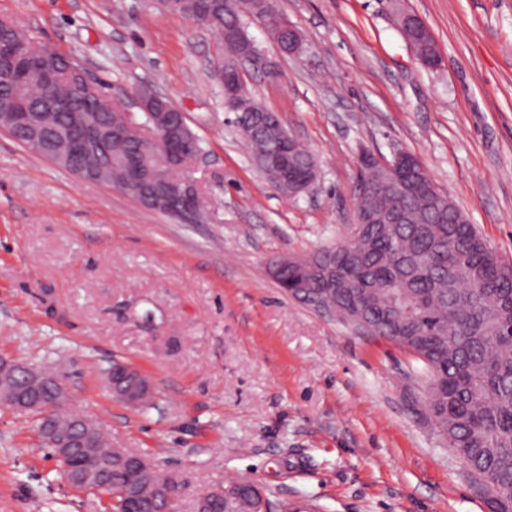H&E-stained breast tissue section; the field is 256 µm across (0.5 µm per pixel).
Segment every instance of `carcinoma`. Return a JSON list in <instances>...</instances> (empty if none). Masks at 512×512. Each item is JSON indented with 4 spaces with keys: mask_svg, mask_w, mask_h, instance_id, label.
<instances>
[{
    "mask_svg": "<svg viewBox=\"0 0 512 512\" xmlns=\"http://www.w3.org/2000/svg\"><path fill=\"white\" fill-rule=\"evenodd\" d=\"M247 14L220 10L207 28L224 51V29L246 30ZM11 42L13 55L0 63L9 80H0V97H19L27 111L52 114L53 123L64 130L70 113L89 117L91 137L98 153L83 160L112 165V182L124 180L127 163L140 159L158 163V151L145 143V128L152 126L146 113L126 117V108L115 105L111 113L93 108L97 89L76 94L75 58L55 53L51 62L52 93L24 80V67L42 58L43 44L15 19L0 17V39ZM404 38L419 58L439 54L430 32L425 37L405 29ZM256 167L271 179L263 162L280 147L286 128L279 114L247 92L228 105ZM127 123L119 140L111 137L112 122ZM293 166L302 172L317 167L314 156L295 143ZM359 177L378 187L357 203L376 217L373 224L345 225L344 240L308 256L282 261L275 281L283 292L299 288L297 300L320 293L327 309L340 304L362 312L381 337L407 356L402 376L422 395L411 401L416 414L426 416L445 446L469 468L473 483L484 489L488 479L494 491L512 492V264L502 261L486 239L468 222L450 197L440 201L439 214L430 203L436 196L431 184L422 193L410 192L407 180L394 177L376 163L360 164ZM112 362L116 393L139 385L147 378L131 366L123 373ZM58 383L44 371L35 393L55 402ZM100 464L112 463V488L136 491L141 499L154 496L152 486L134 477L121 461L147 453L135 448H112L102 443L88 449ZM224 497L213 508L224 512H251L253 500L248 482L223 484Z\"/></svg>",
    "mask_w": 512,
    "mask_h": 512,
    "instance_id": "cac0c4a2",
    "label": "carcinoma"
}]
</instances>
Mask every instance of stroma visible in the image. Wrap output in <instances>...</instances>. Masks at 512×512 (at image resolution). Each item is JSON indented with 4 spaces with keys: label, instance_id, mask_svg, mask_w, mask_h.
Listing matches in <instances>:
<instances>
[{
    "label": "stroma",
    "instance_id": "1",
    "mask_svg": "<svg viewBox=\"0 0 512 512\" xmlns=\"http://www.w3.org/2000/svg\"><path fill=\"white\" fill-rule=\"evenodd\" d=\"M305 36L249 73L315 156L319 178L279 194L252 161L214 76L215 36L152 0H0L43 44L112 92L145 90L187 116L203 155L205 218L185 224L79 182L0 134V357L56 370L67 408L175 474L181 512L234 477L322 512H488L462 462L414 415L405 354L286 296L270 260L333 246L353 223L359 156L417 155L512 262V0H279ZM421 17L442 56L424 66L397 25ZM151 381L153 409L113 397L112 361ZM0 406V512H104L70 487L33 430Z\"/></svg>",
    "mask_w": 512,
    "mask_h": 512
}]
</instances>
